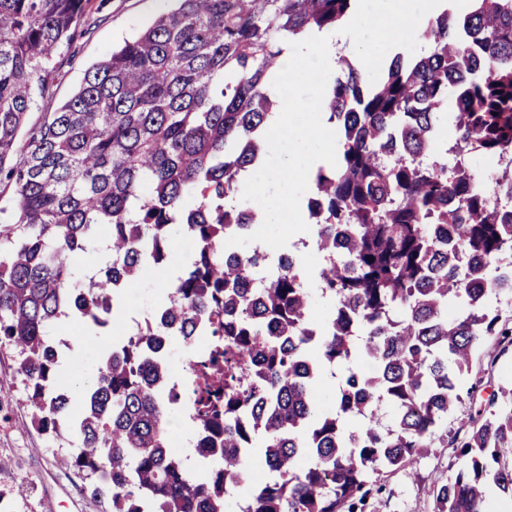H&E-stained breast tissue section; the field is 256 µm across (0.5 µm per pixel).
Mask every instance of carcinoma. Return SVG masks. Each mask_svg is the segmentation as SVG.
Masks as SVG:
<instances>
[{
	"label": "carcinoma",
	"instance_id": "cac0c4a2",
	"mask_svg": "<svg viewBox=\"0 0 512 512\" xmlns=\"http://www.w3.org/2000/svg\"><path fill=\"white\" fill-rule=\"evenodd\" d=\"M86 0H0V346L20 348L33 422L77 440L64 463L104 471L112 512H365L370 475L441 447L477 348L512 343V317L486 306L512 288V173L481 177L463 160L512 152V0L443 11L419 54L397 55L373 84L346 55L324 108L338 124L337 165L319 168L307 225L328 257L319 288L334 305L311 317L297 257L272 264L238 246L258 213L241 178L263 158L277 115L271 94L283 44L332 30L355 0H174L136 37L85 70L78 91L28 125L52 96L53 55L82 35ZM454 105V139L435 153L436 116ZM111 258L84 281L72 258ZM190 264L159 304L186 341L211 345L193 380V451H220L201 478L169 446L180 390L150 350L163 325L112 343L78 417L58 386L48 328L72 318L107 327L122 291L163 267L174 237ZM462 309L448 316V302ZM370 374L351 366L355 354ZM336 365L347 374L321 384ZM395 409L382 424L381 404ZM360 419L349 432L346 421ZM463 465L437 489L435 512H488L489 486L512 495V390L489 395L449 441ZM275 474L248 485L252 450Z\"/></svg>",
	"mask_w": 512,
	"mask_h": 512
}]
</instances>
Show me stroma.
Returning <instances> with one entry per match:
<instances>
[{
	"label": "stroma",
	"mask_w": 512,
	"mask_h": 512,
	"mask_svg": "<svg viewBox=\"0 0 512 512\" xmlns=\"http://www.w3.org/2000/svg\"><path fill=\"white\" fill-rule=\"evenodd\" d=\"M165 6V0H87L85 33L55 55L53 95L39 100L30 121H38L67 100L92 62L149 24ZM191 253L185 236H176L166 267L146 270L126 288L125 307L141 313L158 305L166 296L168 277L181 271ZM124 334L118 321L105 331L86 333L76 367L58 370L61 388L69 390L90 381L105 349ZM18 361L17 349L0 348V512H111L110 499L101 492L107 482L105 473L80 472L62 464L75 448V438L66 432L53 437L33 424ZM471 374L482 377L483 385L473 397L463 398L441 425L444 437H451L476 416L492 389L512 384V349L501 351L495 339H488L474 354ZM451 454V448H439L406 467L380 471L375 476L380 491L370 499L367 512H433L437 489L448 480Z\"/></svg>",
	"instance_id": "stroma-1"
}]
</instances>
